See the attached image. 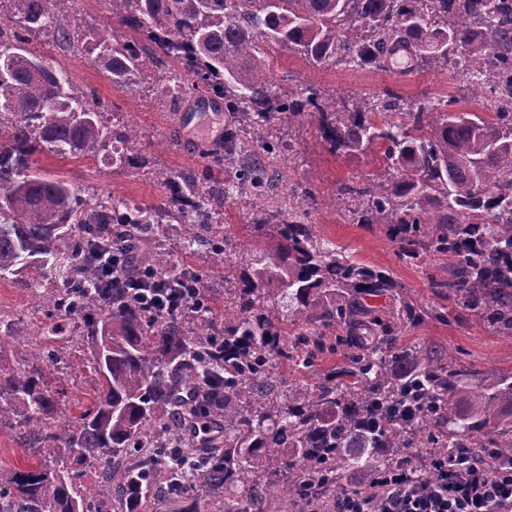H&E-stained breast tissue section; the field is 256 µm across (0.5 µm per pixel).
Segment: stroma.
I'll return each mask as SVG.
<instances>
[{"label": "stroma", "mask_w": 512, "mask_h": 512, "mask_svg": "<svg viewBox=\"0 0 512 512\" xmlns=\"http://www.w3.org/2000/svg\"><path fill=\"white\" fill-rule=\"evenodd\" d=\"M53 62L68 74L75 86L95 89L116 107L124 120L136 126L140 134L138 147L147 161L146 167L118 170L103 179L97 173L96 162L91 160H45L44 165L52 174L69 180L79 189L95 187L136 204L159 202L164 192L153 182L151 169L165 166L180 170L196 166L200 144L211 132L224 126L223 113L208 111L201 115L198 126L182 128L169 105L150 98L147 90L135 86L122 92L113 89L90 63L88 53L76 55L59 49ZM274 70L278 83L284 86L315 83L330 91L353 93L388 88L409 99L428 93L453 96L465 105L471 102L466 78L453 70L445 73L424 71L409 76L361 70L337 71L310 67L287 53L279 54ZM290 140L294 145L293 161L287 166L275 165V190L283 195L295 187L311 191L318 201L310 211L311 221L316 224L321 237L346 248L363 264L389 270L394 280L410 290L422 306H440V299L429 285V277L442 274L441 261H430L423 268L403 265L396 258L395 244L381 227L347 223L341 210L323 204L325 198L335 193L339 183L372 168L373 157L329 153L311 118L293 131ZM194 230L191 224H170L163 229L164 240L177 268L189 267L201 274L205 290L211 297L212 316L220 322L224 319V260L206 248L192 255L184 253L182 240ZM35 282L48 288L53 278L50 272L31 270L20 281L10 275L0 279V312L13 319V329L21 335L37 333L43 324V313L31 289ZM412 336L425 345L442 346L465 365L477 369L512 370V336L493 335L466 313H449L444 322L426 320ZM57 348L70 360L72 367L67 375L49 376L48 382L51 389L59 393L60 419L74 420L94 400L95 382L88 364L89 351L86 343L73 338L59 342Z\"/></svg>", "instance_id": "1"}]
</instances>
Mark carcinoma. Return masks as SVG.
Wrapping results in <instances>:
<instances>
[{
	"label": "carcinoma",
	"instance_id": "1",
	"mask_svg": "<svg viewBox=\"0 0 512 512\" xmlns=\"http://www.w3.org/2000/svg\"><path fill=\"white\" fill-rule=\"evenodd\" d=\"M5 2L16 29L0 41V278L37 265L76 284L65 310L81 322L99 388L76 421L60 422L47 375L61 369L28 354L27 337L0 336V427L15 424L36 461L13 472L0 512H84L87 491L73 485L66 457L102 468L97 495L137 502L162 472H174L171 496L204 488L224 497V512H265V487L280 467L288 473L281 499L304 512L348 473L396 471L410 448L428 449L415 464L421 481L435 480L452 454L512 448V370L473 369L442 348L404 341L428 318L448 320V311L424 308L388 271L319 237L309 192L285 203L248 170L230 185L159 168L152 175L166 199L125 217L127 238L113 243L125 251L124 267L179 283L188 276L172 271L151 231L153 213L164 207L169 220L188 224L187 202L200 195L221 211L245 186L264 198L251 225L263 242L237 243L227 231L222 249L198 235L182 242L186 252L224 254L222 344L208 340L215 329L206 301L190 330L122 288L102 294L96 250L112 232L87 239L79 255L70 242L92 224H112L123 199L81 194L37 154L103 151L108 171L145 167L138 131L107 125L111 105L26 49L46 33L66 51L91 48L114 87L151 73L149 91L161 100L223 104L230 121L203 152L219 170L281 152L282 130L317 116L332 154L372 153L379 164L340 184L335 199L346 219L381 226L403 265L442 261L448 277L432 279L434 292L493 334L512 336V0H107L133 32L120 37L71 24V0H0V11ZM281 52L313 67L389 73L446 72L452 58L477 59L482 68L462 75L482 110L389 89L336 96L311 83L279 86L272 70ZM394 289L389 310L365 301ZM223 347L237 348L236 359L223 361ZM339 348V371L279 391L281 365L304 366ZM6 349L21 358L4 357ZM199 419L224 430V442L200 450L189 437ZM152 421L180 429L171 455L148 456L112 483L124 448L154 444ZM238 488L253 494L241 501Z\"/></svg>",
	"mask_w": 512,
	"mask_h": 512
}]
</instances>
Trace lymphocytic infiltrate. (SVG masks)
I'll list each match as a JSON object with an SVG mask.
<instances>
[{
  "instance_id": "lymphocytic-infiltrate-1",
  "label": "lymphocytic infiltrate",
  "mask_w": 512,
  "mask_h": 512,
  "mask_svg": "<svg viewBox=\"0 0 512 512\" xmlns=\"http://www.w3.org/2000/svg\"><path fill=\"white\" fill-rule=\"evenodd\" d=\"M144 304L178 315L195 301L193 289L176 294L159 285L127 283ZM413 457L388 478L354 476L350 490L332 503V512H512V462L501 464L466 453L442 462L438 479L421 483L412 477Z\"/></svg>"
}]
</instances>
